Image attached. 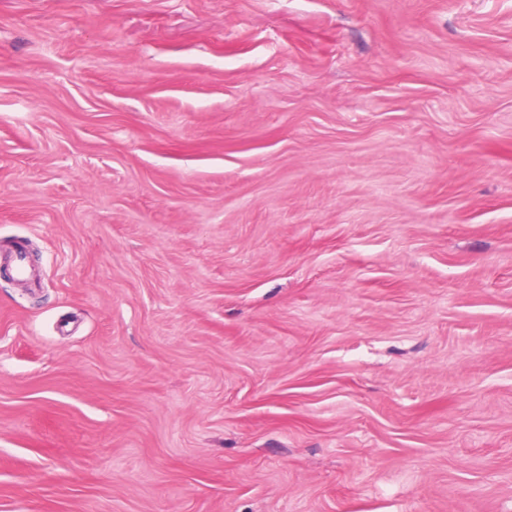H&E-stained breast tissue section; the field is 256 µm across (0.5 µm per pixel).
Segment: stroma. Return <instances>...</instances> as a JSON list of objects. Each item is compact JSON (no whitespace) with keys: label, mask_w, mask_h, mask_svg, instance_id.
<instances>
[{"label":"stroma","mask_w":512,"mask_h":512,"mask_svg":"<svg viewBox=\"0 0 512 512\" xmlns=\"http://www.w3.org/2000/svg\"><path fill=\"white\" fill-rule=\"evenodd\" d=\"M0 512H512V0H0Z\"/></svg>","instance_id":"35a3bbf8"}]
</instances>
